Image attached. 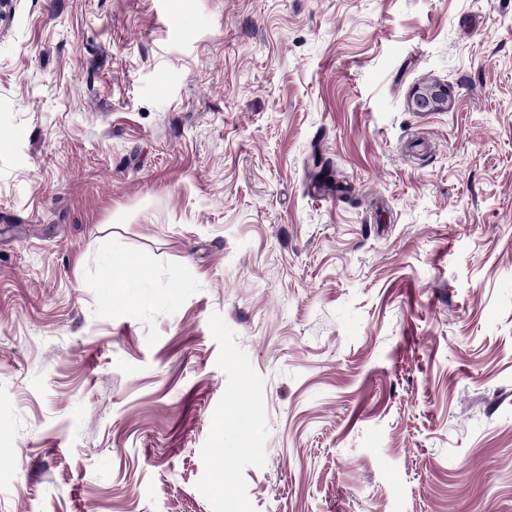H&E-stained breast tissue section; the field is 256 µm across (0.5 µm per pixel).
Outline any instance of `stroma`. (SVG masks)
<instances>
[{"label":"stroma","instance_id":"obj_1","mask_svg":"<svg viewBox=\"0 0 512 512\" xmlns=\"http://www.w3.org/2000/svg\"><path fill=\"white\" fill-rule=\"evenodd\" d=\"M0 512H512V0H0ZM448 100V88L437 84L418 88L412 96V104L421 112L445 110ZM135 280L130 276L129 271L122 265L112 267L107 270L106 284L113 296L125 297L128 294V288H134Z\"/></svg>","mask_w":512,"mask_h":512}]
</instances>
